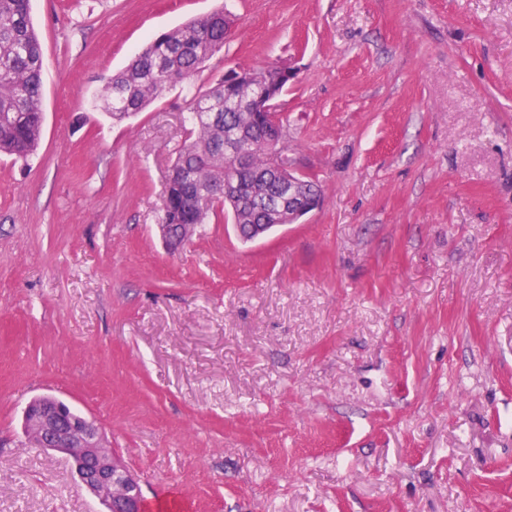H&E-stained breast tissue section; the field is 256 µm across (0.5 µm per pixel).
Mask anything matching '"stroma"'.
Segmentation results:
<instances>
[{"label": "stroma", "mask_w": 512, "mask_h": 512, "mask_svg": "<svg viewBox=\"0 0 512 512\" xmlns=\"http://www.w3.org/2000/svg\"><path fill=\"white\" fill-rule=\"evenodd\" d=\"M234 27L132 120L159 35ZM43 124L0 156V512H98L26 405L101 428L150 512H512V0H31ZM288 66L296 224H158L191 85Z\"/></svg>", "instance_id": "stroma-1"}]
</instances>
